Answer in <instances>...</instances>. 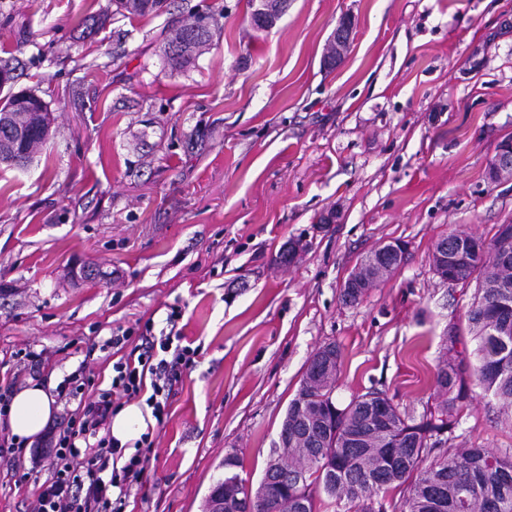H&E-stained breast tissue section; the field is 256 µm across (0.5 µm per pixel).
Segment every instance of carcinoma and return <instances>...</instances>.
<instances>
[{
  "mask_svg": "<svg viewBox=\"0 0 512 512\" xmlns=\"http://www.w3.org/2000/svg\"><path fill=\"white\" fill-rule=\"evenodd\" d=\"M122 16L157 15L167 0H113ZM191 16L168 30L163 52L174 69L190 65L210 44L213 33ZM20 94L0 99V152L13 143ZM54 121L51 113L28 127L27 150L34 156L45 144ZM467 235L470 249L454 251L448 243V282H476L467 311L469 333L477 341L472 364L453 355L434 376V402L419 417L400 411L379 392L353 398L346 406L333 399L335 378L326 379L288 405L285 418L297 440L280 448L281 472L264 473L271 498L253 502L252 512H317V502L331 500L341 512H512V452L491 448H447L460 413L471 399L470 381L505 407H512V244L497 248ZM320 417L303 426L309 407ZM397 490V500L383 494Z\"/></svg>",
  "mask_w": 512,
  "mask_h": 512,
  "instance_id": "obj_1",
  "label": "carcinoma"
}]
</instances>
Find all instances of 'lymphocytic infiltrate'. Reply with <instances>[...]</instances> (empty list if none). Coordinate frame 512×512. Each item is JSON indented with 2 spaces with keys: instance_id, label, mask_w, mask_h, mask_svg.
I'll use <instances>...</instances> for the list:
<instances>
[{
  "instance_id": "1",
  "label": "lymphocytic infiltrate",
  "mask_w": 512,
  "mask_h": 512,
  "mask_svg": "<svg viewBox=\"0 0 512 512\" xmlns=\"http://www.w3.org/2000/svg\"><path fill=\"white\" fill-rule=\"evenodd\" d=\"M181 316V309L171 308L169 332L156 336L144 329L129 353L124 350L129 335L113 336V347L122 349L123 355L112 365V390L75 411L66 428L50 437L55 450L52 475L39 486L32 512H121L123 492L143 484L154 446L150 435H143L128 456L117 442L98 436L97 431L106 425L118 398H144L155 419L166 416L174 386L197 355L195 348L184 345L176 328Z\"/></svg>"
}]
</instances>
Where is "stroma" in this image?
<instances>
[{
  "label": "stroma",
  "mask_w": 512,
  "mask_h": 512,
  "mask_svg": "<svg viewBox=\"0 0 512 512\" xmlns=\"http://www.w3.org/2000/svg\"><path fill=\"white\" fill-rule=\"evenodd\" d=\"M111 9L0 0V64L19 62L13 90L55 118L27 167L0 166V359L39 354L22 385L85 370L90 396L111 386L112 335L161 332L180 307L198 355L123 512H206L227 457L259 485L322 345L341 351L339 405L378 391L414 416L448 335L474 351L475 288L441 280L432 250L512 224V180L488 178L512 136V0H288L265 31L248 0ZM99 11L110 21L82 38ZM194 14L211 45L170 70L166 33ZM346 15L350 49L326 68ZM391 240L404 263L344 302L356 263ZM291 241L304 250L288 264ZM83 265L97 277H73ZM471 391L454 446L512 451V408ZM49 475L27 453L0 464V512H29ZM149 1L150 0H113L112 3L115 5L116 9L113 10L112 15L145 17L148 15H158L167 7V0H152L153 3L150 6L148 4Z\"/></svg>",
  "instance_id": "obj_1"
}]
</instances>
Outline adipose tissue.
<instances>
[{"mask_svg": "<svg viewBox=\"0 0 512 512\" xmlns=\"http://www.w3.org/2000/svg\"><path fill=\"white\" fill-rule=\"evenodd\" d=\"M57 411L49 384L31 382L13 392L4 424L16 441L28 446L42 434ZM154 424L150 409L132 402L114 411L109 432L119 446L130 451Z\"/></svg>", "mask_w": 512, "mask_h": 512, "instance_id": "adipose-tissue-1", "label": "adipose tissue"}]
</instances>
